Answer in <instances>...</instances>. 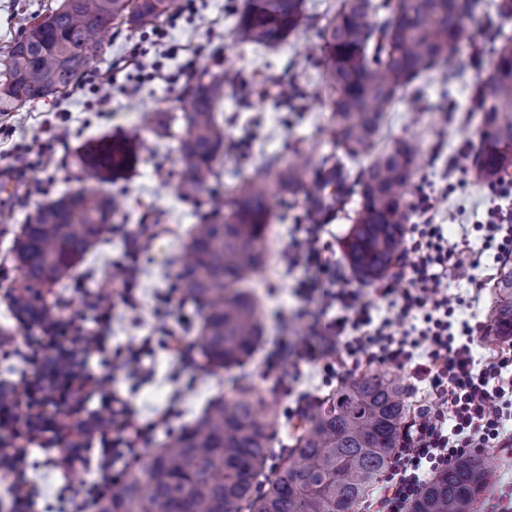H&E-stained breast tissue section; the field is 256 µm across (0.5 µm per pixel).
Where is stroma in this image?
<instances>
[{"label":"stroma","mask_w":512,"mask_h":512,"mask_svg":"<svg viewBox=\"0 0 512 512\" xmlns=\"http://www.w3.org/2000/svg\"><path fill=\"white\" fill-rule=\"evenodd\" d=\"M489 2L481 0L464 21L469 39L456 57L457 78L435 70L407 88L387 112L377 140L383 147L403 137L421 139V174L409 190L410 198L424 192L438 194L436 220L443 224L449 240L467 238L462 259L481 258L476 270L480 291H473L469 282L453 277L448 280V295L461 318L472 312L487 316L493 278L503 260L495 250L484 249L482 233L477 229L492 205L491 192L466 174L468 154L479 140L477 120L466 117L468 87L485 76L492 62L490 53L475 52L471 38L485 32ZM56 3L0 0V48L17 37L31 17L46 13ZM242 4L243 0H179L178 9L158 28L146 32L126 26L112 29L95 70L66 97L0 116V228H8L9 234L19 229L38 202L72 185L74 156L83 146L105 136L136 131L145 135L137 167L109 188L122 202L112 230L75 271V285L56 291L55 296L62 300L71 321L95 330L88 308L95 291L111 278L112 264L125 254L140 214L150 210L158 216L154 235L140 242V262L134 271L136 298L130 303L115 296L111 326L100 349L86 361L82 408L89 414L121 399L142 422L172 409L168 422L159 426L151 439L155 445L168 432L199 416L209 399L227 392L232 377L202 368L199 356L191 349L198 341L197 310L183 303L178 293L166 295L160 289L161 283L174 277L186 233L196 217L194 205L183 201L175 189L181 127L173 125L171 136L156 139L147 132L149 115L174 107L184 76L205 65L229 67L259 79L289 71L298 74L310 93L308 99L292 106L258 102L245 111L225 102L224 132L240 141L241 151L235 160L225 163L221 184L262 173L265 155L286 157L298 144L319 140L324 152L332 150L331 143L324 140L328 111L324 94L316 90L318 71L302 65L304 59L316 58L318 36L302 30L279 49L240 47L234 43L230 28ZM142 55L158 62L156 72L147 74L136 68L134 60ZM105 79L112 82V101L102 108L96 103L94 88ZM59 126L68 130L62 143L52 138L53 128ZM273 211L266 267L254 280L263 306V343L244 371L272 409L291 412L301 405L304 393L314 390L326 395L332 385L351 375L352 369L337 366L332 355L323 359L330 367L326 373L302 357L290 363L283 360L282 340L310 335L323 297L317 290H301L300 283L308 273L303 266L288 261L289 252L307 244L309 219L304 208L284 196L275 200ZM352 216L349 210L324 214L322 238L330 242L335 253L340 284L356 289L376 305L380 298L374 287L361 284L344 257L342 240L352 225ZM9 234L0 236V327L8 329L7 335L0 337L5 348L0 354V381L14 384L22 392L38 378L35 359L46 353L48 339L41 330L24 329L9 316L8 286L17 275L8 253ZM162 301L169 308L163 318L157 315ZM288 316L295 320L290 329L282 324ZM165 330L181 336L188 353L158 343L157 335ZM119 347L140 352L138 375L113 368L112 352ZM62 439L56 432L19 440L21 459L13 468L0 469V512H16L15 496L19 493L30 500L31 512H67L74 488L89 487L98 479L97 459L103 446L100 434L82 435L86 455L81 463L68 462L67 452L61 449Z\"/></svg>","instance_id":"35a3bbf8"}]
</instances>
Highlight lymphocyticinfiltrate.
<instances>
[{
    "label": "lymphocytic infiltrate",
    "mask_w": 512,
    "mask_h": 512,
    "mask_svg": "<svg viewBox=\"0 0 512 512\" xmlns=\"http://www.w3.org/2000/svg\"><path fill=\"white\" fill-rule=\"evenodd\" d=\"M308 249L291 262L314 268L313 287L337 280L329 245L311 227ZM405 287L379 288L388 307L374 321L367 302L353 290L327 293L340 315L324 333L343 345L354 362L379 360L407 369L411 387L425 385L432 402L404 426L391 470L390 484L378 501V512H408L424 483L458 457L482 448L512 451V351L496 356L476 353L481 324L453 325L448 276L461 273L458 243L449 242L437 224H414Z\"/></svg>",
    "instance_id": "f902f5d3"
}]
</instances>
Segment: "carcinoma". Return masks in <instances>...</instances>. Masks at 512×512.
<instances>
[{"label": "carcinoma", "mask_w": 512, "mask_h": 512, "mask_svg": "<svg viewBox=\"0 0 512 512\" xmlns=\"http://www.w3.org/2000/svg\"><path fill=\"white\" fill-rule=\"evenodd\" d=\"M479 0H340L327 18L307 11L305 0H244L234 15L236 43L279 47L300 28L319 30L315 67L329 110L334 151L313 143L285 162L265 158L267 174L242 177L224 188L199 214L183 244L184 260L174 288L200 314L198 347L204 366L242 368L258 350L262 312L253 279L266 264L265 241L272 223L271 198L288 195L315 218L343 211L359 198L343 239L353 274L367 285L396 275L411 216L405 196L419 170L420 144L399 139L363 161L399 94L427 73L453 74L452 55L465 38L463 21ZM488 26L498 30L490 76L469 89L468 114L479 118V144L469 153V173L492 185L512 175V36L500 24L512 18V0H493ZM177 7V0H59L47 14L27 22L7 51L0 70V112L67 93L92 69L94 53L115 22L149 30ZM280 104L302 100L307 90L294 73L253 81L231 69L205 66L186 76L176 101L182 121L177 192L199 202L209 181L221 176L224 158L241 144L224 136L217 110L224 100L248 108L255 91ZM138 135H116L86 145L75 165L109 184L140 160ZM116 197L68 188L36 205L10 252L19 273L10 284V309L22 326H40L53 346V324L68 323L61 305L48 301L66 288L72 272L101 239ZM128 254L157 219L138 220ZM490 335L512 340V263L504 262L494 283ZM99 345L83 331L59 352L72 369ZM237 378L232 391L207 402L202 413L166 436L158 447L128 465L118 483L93 503L95 512H354L369 488L392 463L406 418L404 388L385 373L347 378L295 418L270 409L253 386ZM45 388L28 411L17 410L13 391L0 387V402L12 421L31 429L33 412L53 400ZM291 427L283 453L274 439ZM494 454L465 455L421 488L410 512H477L492 489Z\"/></svg>", "instance_id": "carcinoma-1"}]
</instances>
